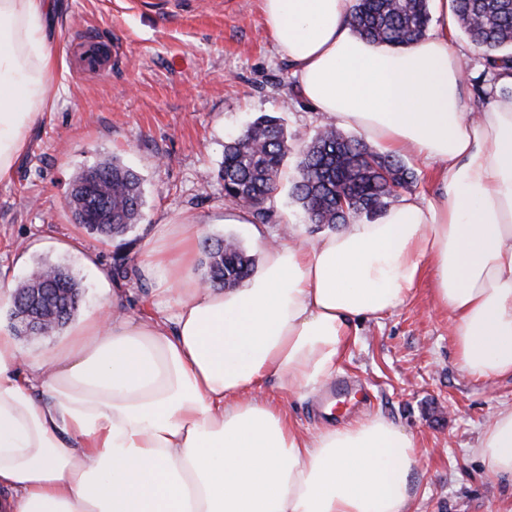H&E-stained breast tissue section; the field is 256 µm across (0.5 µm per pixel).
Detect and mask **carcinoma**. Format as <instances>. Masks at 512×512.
Masks as SVG:
<instances>
[{"label":"carcinoma","instance_id":"1","mask_svg":"<svg viewBox=\"0 0 512 512\" xmlns=\"http://www.w3.org/2000/svg\"><path fill=\"white\" fill-rule=\"evenodd\" d=\"M459 24L473 45L483 51L486 67L495 74L512 68V0H453ZM428 0H354L355 31L374 42L408 46L426 33ZM290 137L281 119L261 115L224 144L217 177L224 198L247 210L253 223L267 221V200L278 190ZM415 180L401 159L373 151L367 143L335 126H326L298 150L292 199L316 228L336 229L358 217L379 215L398 191ZM69 203L72 219L86 232L122 240L145 217L141 177L119 160L104 159L82 171ZM202 281L230 288L248 278L254 260L233 238L206 237L201 245ZM51 282L56 291L40 300L32 313L51 316L54 331L65 328L78 309L81 289L72 271L42 262L14 285L13 312L24 313L29 289Z\"/></svg>","mask_w":512,"mask_h":512}]
</instances>
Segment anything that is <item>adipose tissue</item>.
<instances>
[{
  "label": "adipose tissue",
  "mask_w": 512,
  "mask_h": 512,
  "mask_svg": "<svg viewBox=\"0 0 512 512\" xmlns=\"http://www.w3.org/2000/svg\"><path fill=\"white\" fill-rule=\"evenodd\" d=\"M406 47L361 38L354 0H261L301 98L386 151L440 162L433 191L315 242L263 239L234 288L194 273V221L142 249L156 311H111L32 360L0 324V512H409L416 437L381 415L305 436L266 381L308 394L332 381L356 320L402 306L424 276L453 322L459 369L512 378V71L478 113L465 102L450 0ZM51 0H0V181L54 104ZM512 481V405L476 448Z\"/></svg>",
  "instance_id": "1"
}]
</instances>
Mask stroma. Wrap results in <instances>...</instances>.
Returning <instances> with one entry per match:
<instances>
[{
  "label": "stroma",
  "instance_id": "35a3bbf8",
  "mask_svg": "<svg viewBox=\"0 0 512 512\" xmlns=\"http://www.w3.org/2000/svg\"><path fill=\"white\" fill-rule=\"evenodd\" d=\"M61 2L53 38L67 66L55 75L54 106L32 129L13 175L0 181V282L21 280L40 262L61 263L82 284L79 316L111 303L118 282L126 290L123 312L135 317L152 297L138 255L157 224L195 220L206 236L234 237L260 258L258 229L224 221L230 203L217 169L225 142L262 114L285 118L297 147L330 122L300 97L260 0ZM87 33L114 54L103 71L77 69L72 44ZM455 42L466 48L467 104L480 111L489 101L476 89L490 79L483 53L464 33ZM112 156L141 176L145 195V219L121 246L85 233L67 207L75 175ZM292 174L285 168L260 230L272 237L292 227L311 243L320 234L289 194ZM119 256L123 278L114 272ZM339 375L353 392L330 417L324 390L300 396L268 384L261 394L283 402L304 432L379 413L414 434L424 456L413 512H512V485L491 479L474 453L488 416L512 404V379L476 380L459 370L431 277L404 305L360 323Z\"/></svg>",
  "mask_w": 512,
  "mask_h": 512
}]
</instances>
